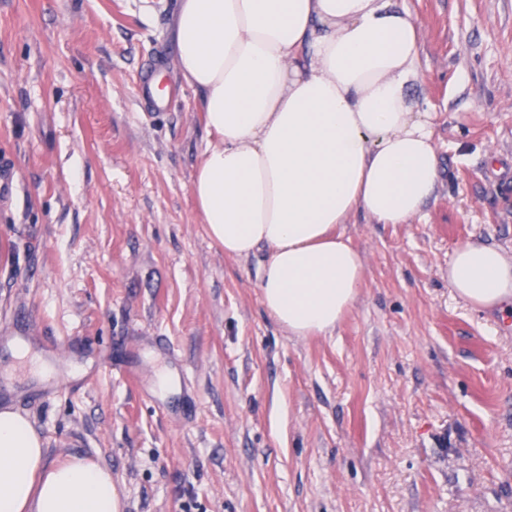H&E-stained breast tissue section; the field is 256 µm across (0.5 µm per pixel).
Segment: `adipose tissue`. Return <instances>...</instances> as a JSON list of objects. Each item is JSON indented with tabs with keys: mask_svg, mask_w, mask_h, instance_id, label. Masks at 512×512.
Instances as JSON below:
<instances>
[{
	"mask_svg": "<svg viewBox=\"0 0 512 512\" xmlns=\"http://www.w3.org/2000/svg\"><path fill=\"white\" fill-rule=\"evenodd\" d=\"M176 65L210 142L190 190L225 256L268 252L261 302L288 335H330L365 280L338 225L420 218L441 179L434 114L413 88L421 31L397 0H179ZM448 284L473 308L512 307V253L456 248ZM0 512H122L110 469L47 458L0 408Z\"/></svg>",
	"mask_w": 512,
	"mask_h": 512,
	"instance_id": "1",
	"label": "adipose tissue"
}]
</instances>
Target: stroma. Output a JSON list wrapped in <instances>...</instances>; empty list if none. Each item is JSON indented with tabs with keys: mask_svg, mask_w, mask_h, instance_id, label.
Here are the masks:
<instances>
[{
	"mask_svg": "<svg viewBox=\"0 0 512 512\" xmlns=\"http://www.w3.org/2000/svg\"><path fill=\"white\" fill-rule=\"evenodd\" d=\"M177 3L0 0V407L109 468L122 512H512V318L448 285L459 245L512 251V0H399L441 181L423 220L343 225L364 285L305 338L261 303L266 251L199 220Z\"/></svg>",
	"mask_w": 512,
	"mask_h": 512,
	"instance_id": "35a3bbf8",
	"label": "stroma"
}]
</instances>
